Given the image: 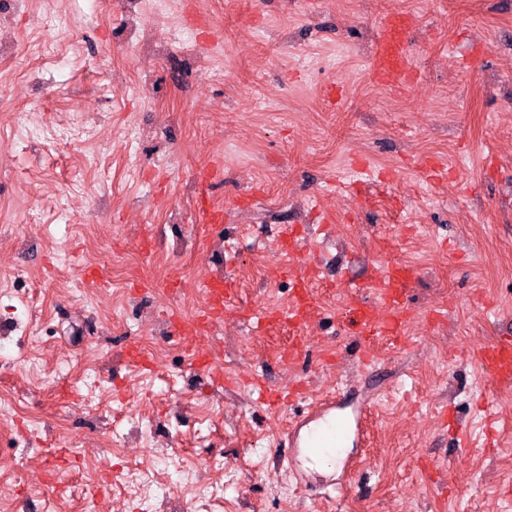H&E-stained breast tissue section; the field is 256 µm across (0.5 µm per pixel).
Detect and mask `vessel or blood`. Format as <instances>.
Instances as JSON below:
<instances>
[{
  "mask_svg": "<svg viewBox=\"0 0 512 512\" xmlns=\"http://www.w3.org/2000/svg\"><path fill=\"white\" fill-rule=\"evenodd\" d=\"M414 25L411 15L393 11L379 22V44L374 53L370 69L376 82L384 84L396 79L398 85L411 83L415 77L414 56L410 45V31ZM308 269L307 275L295 278V301L287 318L298 322L313 296L308 289L310 279L319 277L318 268ZM415 277L411 267L397 262L389 263L382 277L372 284L374 301L357 311L355 319L358 333L362 336L398 337L406 320V295ZM209 304L201 316L202 322L221 320L224 305L230 296L227 280L218 278L207 287ZM483 362L495 380L512 383V336H502L487 345L483 351ZM361 418L352 415L336 421L319 439H312L304 432L302 424H295L288 434V445L295 455L308 456L311 448H343L356 442L360 435Z\"/></svg>",
  "mask_w": 512,
  "mask_h": 512,
  "instance_id": "1",
  "label": "vessel or blood"
}]
</instances>
